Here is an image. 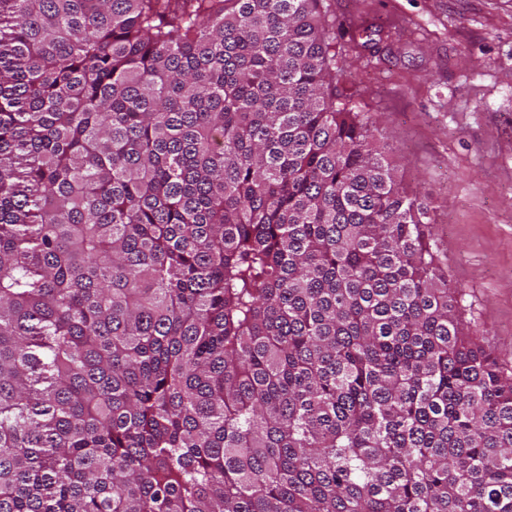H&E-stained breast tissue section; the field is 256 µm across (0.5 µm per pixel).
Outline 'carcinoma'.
Here are the masks:
<instances>
[{"instance_id":"carcinoma-1","label":"carcinoma","mask_w":512,"mask_h":512,"mask_svg":"<svg viewBox=\"0 0 512 512\" xmlns=\"http://www.w3.org/2000/svg\"><path fill=\"white\" fill-rule=\"evenodd\" d=\"M343 76L322 0H0V512H512Z\"/></svg>"}]
</instances>
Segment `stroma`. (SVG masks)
<instances>
[{
  "mask_svg": "<svg viewBox=\"0 0 512 512\" xmlns=\"http://www.w3.org/2000/svg\"><path fill=\"white\" fill-rule=\"evenodd\" d=\"M340 92L422 201L461 322L512 368V0H323Z\"/></svg>",
  "mask_w": 512,
  "mask_h": 512,
  "instance_id": "1",
  "label": "stroma"
}]
</instances>
